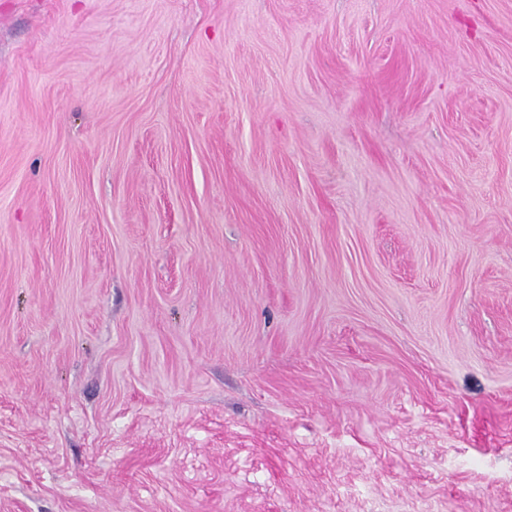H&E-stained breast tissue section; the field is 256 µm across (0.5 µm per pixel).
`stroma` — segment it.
Returning a JSON list of instances; mask_svg holds the SVG:
<instances>
[{"instance_id":"obj_1","label":"stroma","mask_w":512,"mask_h":512,"mask_svg":"<svg viewBox=\"0 0 512 512\" xmlns=\"http://www.w3.org/2000/svg\"><path fill=\"white\" fill-rule=\"evenodd\" d=\"M0 512H512V0H0Z\"/></svg>"}]
</instances>
